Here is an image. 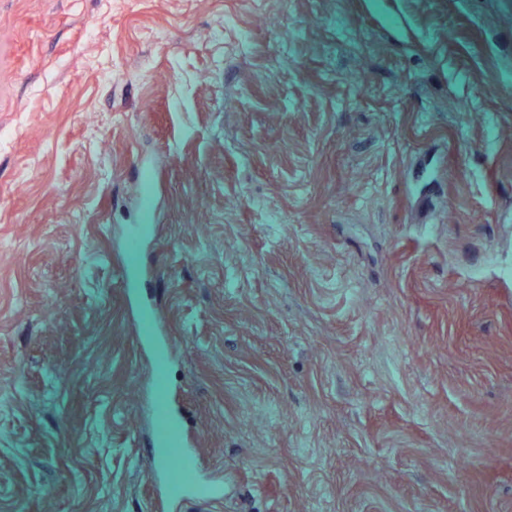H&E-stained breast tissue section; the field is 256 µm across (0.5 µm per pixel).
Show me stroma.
<instances>
[{"instance_id":"stroma-1","label":"stroma","mask_w":512,"mask_h":512,"mask_svg":"<svg viewBox=\"0 0 512 512\" xmlns=\"http://www.w3.org/2000/svg\"><path fill=\"white\" fill-rule=\"evenodd\" d=\"M1 126L0 512H512V0H0Z\"/></svg>"}]
</instances>
